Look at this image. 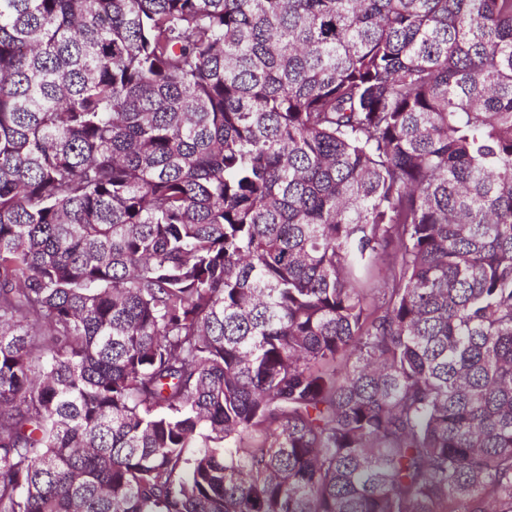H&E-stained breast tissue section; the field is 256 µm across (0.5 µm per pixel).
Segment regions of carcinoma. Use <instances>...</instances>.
I'll list each match as a JSON object with an SVG mask.
<instances>
[{
	"instance_id": "cac0c4a2",
	"label": "carcinoma",
	"mask_w": 512,
	"mask_h": 512,
	"mask_svg": "<svg viewBox=\"0 0 512 512\" xmlns=\"http://www.w3.org/2000/svg\"><path fill=\"white\" fill-rule=\"evenodd\" d=\"M0 512H512V0H0Z\"/></svg>"
}]
</instances>
